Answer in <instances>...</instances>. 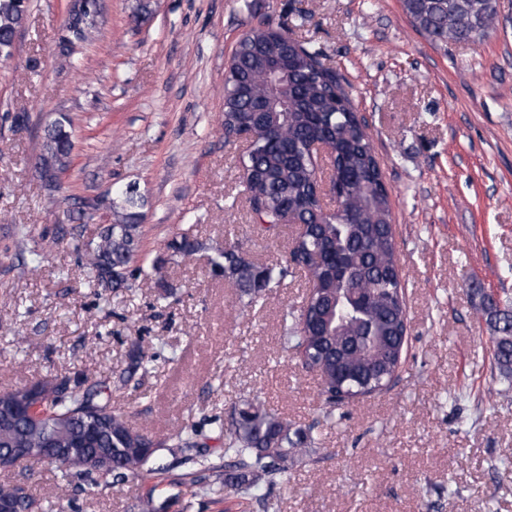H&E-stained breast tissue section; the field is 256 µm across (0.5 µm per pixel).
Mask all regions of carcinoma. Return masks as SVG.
Returning <instances> with one entry per match:
<instances>
[{"label":"carcinoma","mask_w":512,"mask_h":512,"mask_svg":"<svg viewBox=\"0 0 512 512\" xmlns=\"http://www.w3.org/2000/svg\"><path fill=\"white\" fill-rule=\"evenodd\" d=\"M413 23L435 42H470L487 33L496 15V0H401ZM32 0H0V52L13 55L11 40L27 20ZM97 4L67 21L62 56L89 41L98 28ZM261 20L240 39L224 73V138L250 130L252 150L239 159L243 190L250 208L264 224L277 225L283 211L302 226L291 260L255 264L238 246L218 249L210 258L224 277L250 292L284 280L290 269L315 253L323 264L307 270L310 289L299 309L286 314L281 343L305 359L316 373L322 394L334 408L356 397L386 389L402 365L408 344V312L397 259L389 191L383 180L365 124L322 51L300 42L287 27ZM322 142L335 173L331 195L335 207L316 190L318 165L313 146ZM70 120L59 117L43 133L40 158L64 169L72 160ZM114 222L81 248L96 272V285L121 288L131 272L142 274L147 257L140 254L139 200L131 190L115 191ZM200 244L186 234L167 248L188 257ZM484 314L493 332L492 358L512 385V309L487 301ZM40 380L0 390V406L21 410L0 422V449L43 448L65 451L55 462L64 477L97 476L118 483L143 474L166 442L130 426L112 410V385L99 379ZM193 423L172 437L175 448H199ZM310 439L276 414L249 406L232 418L224 436L221 494L229 489L261 492L288 474V459L303 452ZM105 455L108 467L93 469L89 459Z\"/></svg>","instance_id":"obj_1"}]
</instances>
